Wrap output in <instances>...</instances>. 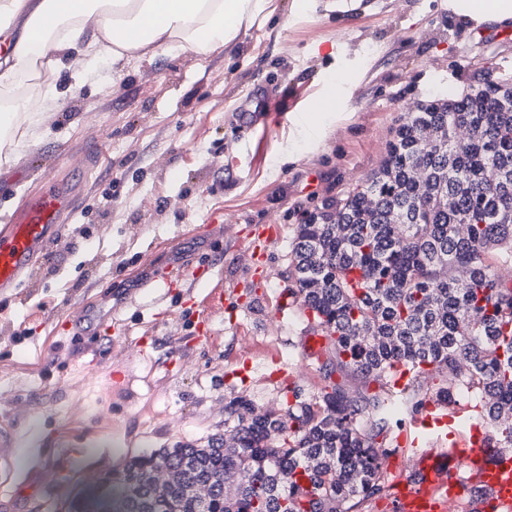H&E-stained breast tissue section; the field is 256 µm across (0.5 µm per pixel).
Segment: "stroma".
Instances as JSON below:
<instances>
[{"label":"stroma","mask_w":512,"mask_h":512,"mask_svg":"<svg viewBox=\"0 0 512 512\" xmlns=\"http://www.w3.org/2000/svg\"><path fill=\"white\" fill-rule=\"evenodd\" d=\"M273 4L233 46L104 57L83 81L63 69L38 86L53 109L0 167V216L41 179H74L80 153L105 157L62 245L30 287L0 297V512H64L132 457L205 444L233 398L283 409L327 381L361 390L338 371L319 378L328 353L305 354L308 315L288 293L296 226L379 167L404 107L489 72L512 80V19L478 24L454 0ZM331 88L324 138L302 141ZM252 91L264 105L242 129L234 114ZM259 224L279 225L273 246ZM190 262L211 267L193 295L150 287ZM83 301L102 334L63 337Z\"/></svg>","instance_id":"35a3bbf8"}]
</instances>
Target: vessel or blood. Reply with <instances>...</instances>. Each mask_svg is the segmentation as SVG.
Segmentation results:
<instances>
[{"mask_svg":"<svg viewBox=\"0 0 512 512\" xmlns=\"http://www.w3.org/2000/svg\"><path fill=\"white\" fill-rule=\"evenodd\" d=\"M80 202L79 186L49 180L0 217V295L23 287L33 276L40 261L59 245ZM202 276L201 268L188 263L151 280L150 285L186 288L200 282ZM66 328L76 336L96 334L87 304H80L69 315ZM450 455L470 469L468 478L449 473L444 462ZM400 468L391 487L396 512H447L449 502L466 495L473 486L483 491L476 505L478 512H512V454L489 458L479 427H471L468 436L454 440L450 451L415 449L410 460L401 461Z\"/></svg>","mask_w":512,"mask_h":512,"instance_id":"b4317fda","label":"vessel or blood"}]
</instances>
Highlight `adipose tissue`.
Wrapping results in <instances>:
<instances>
[{
	"label": "adipose tissue",
	"mask_w": 512,
	"mask_h": 512,
	"mask_svg": "<svg viewBox=\"0 0 512 512\" xmlns=\"http://www.w3.org/2000/svg\"><path fill=\"white\" fill-rule=\"evenodd\" d=\"M272 0H0V37L13 41L0 56V166L10 164L24 148L30 127L37 122L26 100L14 89L32 78L36 66L58 69L68 52L81 50L71 62L84 74L101 54L129 60L132 51L162 46L191 49L204 55L228 46L246 34L249 25L266 16ZM27 23L14 34L19 14ZM102 32V42L81 43L88 24Z\"/></svg>",
	"instance_id": "obj_1"
}]
</instances>
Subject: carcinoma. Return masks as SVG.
Listing matches in <instances>:
<instances>
[{"mask_svg": "<svg viewBox=\"0 0 512 512\" xmlns=\"http://www.w3.org/2000/svg\"><path fill=\"white\" fill-rule=\"evenodd\" d=\"M465 141L456 140L457 129ZM512 83L488 75L401 114L370 181L309 212L295 230L294 287L329 333L341 385L283 414L237 397L230 429L203 447L131 458L119 512H368L389 497L385 445L399 413L475 403L490 447L512 451ZM439 382L420 395L422 383ZM382 442H377V438ZM169 471L163 484L158 467Z\"/></svg>", "mask_w": 512, "mask_h": 512, "instance_id": "1", "label": "carcinoma"}]
</instances>
